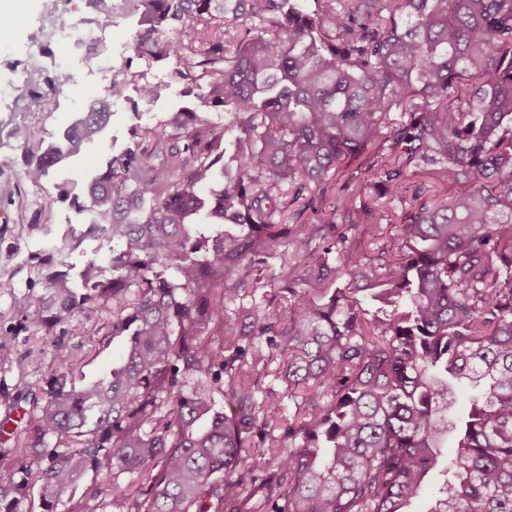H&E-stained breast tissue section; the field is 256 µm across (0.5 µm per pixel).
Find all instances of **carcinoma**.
I'll list each match as a JSON object with an SVG mask.
<instances>
[{"instance_id": "cac0c4a2", "label": "carcinoma", "mask_w": 512, "mask_h": 512, "mask_svg": "<svg viewBox=\"0 0 512 512\" xmlns=\"http://www.w3.org/2000/svg\"><path fill=\"white\" fill-rule=\"evenodd\" d=\"M86 5L101 26L133 19L135 57L48 139L10 131L22 168L0 164V209L28 186L45 204L0 239L50 247L0 272V348L82 335L110 302L103 335L125 350L84 383L56 341L47 386L21 368L0 391L8 417L29 405L33 449H13L0 512L31 478L42 512H85L64 497L90 472L109 486L91 512H412L426 493L428 512H512V0ZM136 58L170 61L194 107L59 178L106 140L110 98L170 93ZM79 90L44 76L14 98ZM56 205L66 223H41ZM386 223L395 253L350 237ZM275 355L282 420L255 378Z\"/></svg>"}]
</instances>
